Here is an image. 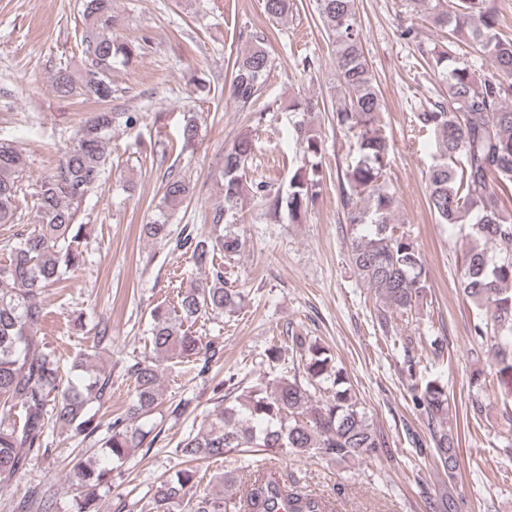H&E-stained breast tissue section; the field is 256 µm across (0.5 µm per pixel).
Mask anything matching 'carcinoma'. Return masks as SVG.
<instances>
[{"label": "carcinoma", "mask_w": 512, "mask_h": 512, "mask_svg": "<svg viewBox=\"0 0 512 512\" xmlns=\"http://www.w3.org/2000/svg\"><path fill=\"white\" fill-rule=\"evenodd\" d=\"M315 10L332 47L336 63V90L340 103L333 122L356 139V156L345 173L341 204L351 230L352 263L367 287L384 300L377 310L382 330L392 325L393 311L417 306L426 296V275L421 253L398 233L393 221L396 192L385 175L389 142L379 126L381 96L365 52L364 33L355 0H314ZM411 11L429 16L448 38L459 36L480 49L492 64L491 75L478 81L470 59L440 52L432 57L434 74L446 86L441 101L417 113L422 127L431 131L435 162L427 180L431 213L440 224H468L475 239L464 255L459 286L476 308L472 333L494 348V376L503 403L512 402V215L502 195L512 192V36L499 31V18L489 0H406ZM291 0H264L267 16L283 18ZM116 25L112 0H84L81 65L79 71L59 68L53 87L99 104L76 133L60 159L57 171L35 187L37 222L12 243L5 244L9 262L0 264V488L25 474L34 457L49 452L48 431L55 425L85 441L101 428L105 462L75 456L69 480L74 486L72 512H100L99 490L110 473L120 468L132 451L142 446L147 432L141 420L163 403L159 360L196 364L198 374L220 361L214 343L192 334L187 324L214 320L238 309L241 291L224 282V266L216 257L231 258L242 246L238 235L224 231L236 220L243 196L276 218L288 214L301 220L318 195L320 136L308 124L293 126L311 170L298 168L288 190L265 181H248L253 141L237 139L224 153L218 174L224 203L210 213L216 234L202 236L185 224L172 233L166 214L190 197L184 178L168 173L162 180L160 217L144 224L141 232L171 252L189 255L206 278L178 295L174 314L159 306L148 328L153 355L127 366L134 382L130 403L107 424L96 415L111 398L112 375L93 365L110 351L108 322H98L92 349L79 358L87 377L79 384L63 380L55 354L36 336L48 288L65 279L85 262L87 225L78 223L83 202L100 185L110 163L112 128L131 127L135 112L112 111V66L117 58L129 60L133 44L113 37ZM236 57L228 96L242 111L251 109L263 93L273 59L265 37ZM28 160L12 141L0 138V224H18L21 181ZM368 224L366 234L358 226ZM277 376L268 385L259 379L216 407L175 448L177 469L151 488L141 512H336V504L322 494L302 492L286 483L274 467L253 470L243 481L238 497H224V485L233 478H216V490L201 487L196 463L219 459L245 448L297 456L346 461L376 455L385 447L352 392L346 373L330 351L300 334L288 337V348L272 346L265 352ZM413 399L431 421L448 410V389L440 380L413 388ZM429 452L452 475L459 466L445 430H433ZM29 512H54L50 486L30 493Z\"/></svg>", "instance_id": "carcinoma-1"}]
</instances>
